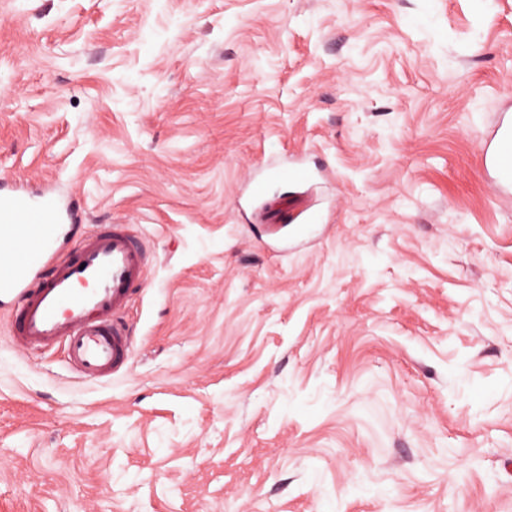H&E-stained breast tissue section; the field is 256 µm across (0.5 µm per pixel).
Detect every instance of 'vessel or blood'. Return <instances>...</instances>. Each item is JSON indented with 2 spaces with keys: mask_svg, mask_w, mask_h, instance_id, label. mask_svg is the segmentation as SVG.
<instances>
[{
  "mask_svg": "<svg viewBox=\"0 0 512 512\" xmlns=\"http://www.w3.org/2000/svg\"><path fill=\"white\" fill-rule=\"evenodd\" d=\"M480 152L491 185L512 191V110L500 111ZM73 209L53 188L34 192L19 183L0 190V298L14 304L19 351L61 346L77 371L99 378L129 359L123 314L147 281L146 253L123 224L97 225L58 253Z\"/></svg>",
  "mask_w": 512,
  "mask_h": 512,
  "instance_id": "obj_1",
  "label": "vessel or blood"
}]
</instances>
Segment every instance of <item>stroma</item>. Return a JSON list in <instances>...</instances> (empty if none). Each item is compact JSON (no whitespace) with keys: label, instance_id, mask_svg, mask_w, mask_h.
Returning a JSON list of instances; mask_svg holds the SVG:
<instances>
[{"label":"stroma","instance_id":"35a3bbf8","mask_svg":"<svg viewBox=\"0 0 512 512\" xmlns=\"http://www.w3.org/2000/svg\"><path fill=\"white\" fill-rule=\"evenodd\" d=\"M510 102L512 0H0V184L148 263L109 381L0 300V512H512ZM512 106L500 111L480 145L485 173L500 193L512 189Z\"/></svg>","mask_w":512,"mask_h":512}]
</instances>
